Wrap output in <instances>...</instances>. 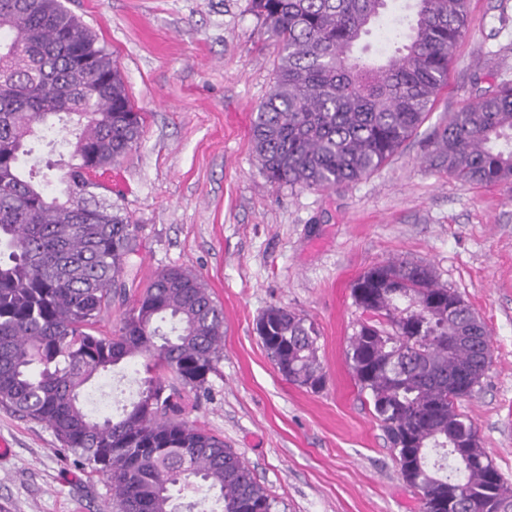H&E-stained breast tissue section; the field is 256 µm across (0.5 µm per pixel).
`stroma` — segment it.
Returning a JSON list of instances; mask_svg holds the SVG:
<instances>
[{
  "label": "stroma",
  "mask_w": 512,
  "mask_h": 512,
  "mask_svg": "<svg viewBox=\"0 0 512 512\" xmlns=\"http://www.w3.org/2000/svg\"><path fill=\"white\" fill-rule=\"evenodd\" d=\"M119 65L141 142L112 167V202L138 226L117 331L153 273L191 270L224 308V356L184 417L224 438L276 512H420L346 353L359 312L351 285L371 266L434 267L486 323L492 363L464 411L512 481V201L425 161L434 127L512 82V0H470L469 32L430 118L380 170L326 191L270 184L251 140L279 44L249 0H62ZM288 308L319 333L326 385L281 376L256 323ZM0 512H106L105 479L46 425L0 407Z\"/></svg>",
  "instance_id": "1"
}]
</instances>
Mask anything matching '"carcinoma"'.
<instances>
[{
	"mask_svg": "<svg viewBox=\"0 0 512 512\" xmlns=\"http://www.w3.org/2000/svg\"><path fill=\"white\" fill-rule=\"evenodd\" d=\"M388 0H250L281 46L255 113L267 180L307 190L352 184L417 134L468 33V0H413L405 42L356 54ZM143 136L122 72L61 0H0V405L48 425L112 489L113 512H273L274 500L224 440L182 418V394L209 391L224 349V309L191 271L159 270L118 331L98 329L125 295L138 226L98 173ZM428 165L512 195V83L434 128ZM61 171L62 189L48 191ZM361 320L348 357L421 512H512V485L459 404L491 365L485 322L423 263L387 261L352 286ZM256 332L286 379L312 390L325 374L318 331L269 307ZM411 341L402 343L400 337ZM141 358L136 396L101 415L87 384Z\"/></svg>",
	"mask_w": 512,
	"mask_h": 512,
	"instance_id": "cac0c4a2",
	"label": "carcinoma"
}]
</instances>
